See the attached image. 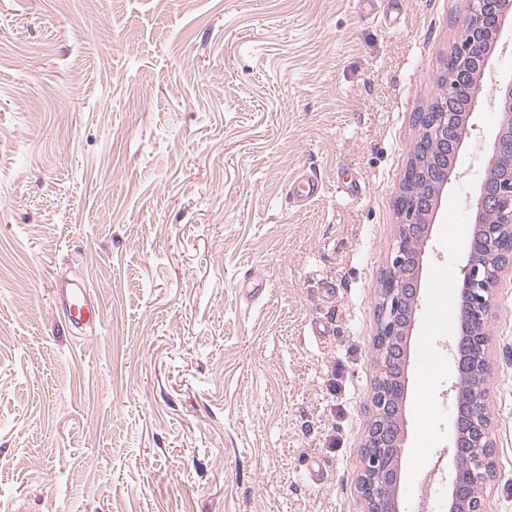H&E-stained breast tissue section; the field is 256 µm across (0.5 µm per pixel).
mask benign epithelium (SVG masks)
<instances>
[{
	"label": "benign epithelium",
	"instance_id": "1",
	"mask_svg": "<svg viewBox=\"0 0 512 512\" xmlns=\"http://www.w3.org/2000/svg\"><path fill=\"white\" fill-rule=\"evenodd\" d=\"M461 35L450 57L449 73L441 92L440 112H421L418 124L421 145L430 143L426 167L410 163L400 187L397 212L400 217L395 256L381 281L376 344L380 354L378 381L374 389L373 420L362 449L363 467L357 478L366 512H398L393 485L402 452L401 407L406 395L404 355L400 339L411 324L419 293L421 256L427 241V219L436 207L454 171L466 136L467 111L483 93L481 78L489 69L491 50L506 23H512V0H462ZM500 115L487 173L475 197L474 207L482 219V234L469 244L470 261L463 268L458 322H486L494 306V290L508 272L512 254L499 247L500 236L512 237V80L498 90ZM456 403H461L462 385L469 384L470 417L467 425L454 426L451 453L456 464L470 462L475 479L469 486L452 474L448 512H486L483 488L492 473L493 442L486 414V387L492 375L487 360L488 340L479 331L453 341Z\"/></svg>",
	"mask_w": 512,
	"mask_h": 512
}]
</instances>
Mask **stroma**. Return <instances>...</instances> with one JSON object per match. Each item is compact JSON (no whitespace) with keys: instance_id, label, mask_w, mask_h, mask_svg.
<instances>
[{"instance_id":"stroma-1","label":"stroma","mask_w":512,"mask_h":512,"mask_svg":"<svg viewBox=\"0 0 512 512\" xmlns=\"http://www.w3.org/2000/svg\"><path fill=\"white\" fill-rule=\"evenodd\" d=\"M0 0V512H364L377 303L459 0ZM512 79L503 36L429 219L405 348L401 512H435L449 277ZM317 176L299 207L288 186ZM101 327L65 328L59 276ZM436 327H429V317ZM512 512V276L488 321ZM437 353L422 373L418 351ZM434 441L417 454L420 433Z\"/></svg>"}]
</instances>
